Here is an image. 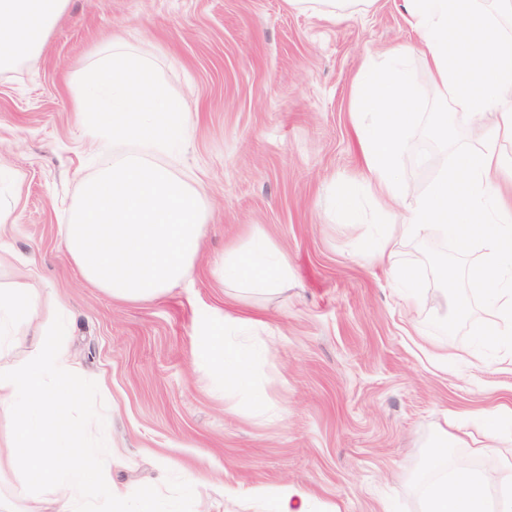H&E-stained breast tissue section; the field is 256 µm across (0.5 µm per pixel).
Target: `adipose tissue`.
Instances as JSON below:
<instances>
[{
  "label": "adipose tissue",
  "mask_w": 512,
  "mask_h": 512,
  "mask_svg": "<svg viewBox=\"0 0 512 512\" xmlns=\"http://www.w3.org/2000/svg\"><path fill=\"white\" fill-rule=\"evenodd\" d=\"M69 0H0V72H9L40 55ZM407 12L419 30L420 54L431 74L433 91L460 104L477 125L480 147L456 154L425 194L409 198L399 174L409 149L407 128L414 122L419 90L404 61L407 49L389 52L383 67L364 65L359 73L362 94L358 109L368 122L356 125L355 136L364 170L385 215L404 207L393 233L374 252L403 287L415 285L416 272L396 258L395 243L439 234L460 252L473 244L483 249L481 262L468 281L486 294L492 321L475 332L487 344L512 335V0H406ZM289 260L267 238L255 237L248 247L233 249L219 267L223 282L270 291L288 279ZM37 301L19 289H0V350L9 347L14 329L38 317ZM245 319L218 314L202 322L194 337L198 355L223 383L242 388L248 360L226 340V333L244 328ZM446 441L434 444L423 492V512H512V456L501 459L491 478L477 480L469 471L449 469ZM250 498L265 512H309L308 494L300 487L254 486Z\"/></svg>",
  "instance_id": "obj_1"
}]
</instances>
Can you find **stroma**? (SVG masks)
Wrapping results in <instances>:
<instances>
[{
  "label": "stroma",
  "mask_w": 512,
  "mask_h": 512,
  "mask_svg": "<svg viewBox=\"0 0 512 512\" xmlns=\"http://www.w3.org/2000/svg\"><path fill=\"white\" fill-rule=\"evenodd\" d=\"M121 38L148 57L194 115L179 150L155 156L201 184L207 224L191 277L163 297L120 302L91 287L69 258L63 229L101 143L86 134L73 94L86 66ZM403 0H375L341 23L287 0H69L44 51L0 74V208L8 244L34 258L0 268V289L38 299L0 366L37 351L62 315L78 375L96 382L109 418L107 446L123 456L116 485L165 488L168 474L198 473L193 512H260L245 490L293 484L311 512H420L430 449L454 436L460 461L493 475L485 411L512 408V353L471 332L490 319L466 283L448 292L436 276L476 264L440 237L400 242L398 259L419 279L404 295L369 259L386 231L368 186L357 220L335 208L334 191L360 177L353 112L367 58L417 45ZM423 99L400 166L412 195L426 192L458 151L474 150L470 120L438 145ZM265 235L287 253L291 273L272 294L219 282L226 249ZM218 311L252 322L233 342L252 349V392L219 393L195 352L199 317ZM447 363L424 356L427 340Z\"/></svg>",
  "instance_id": "1"
}]
</instances>
